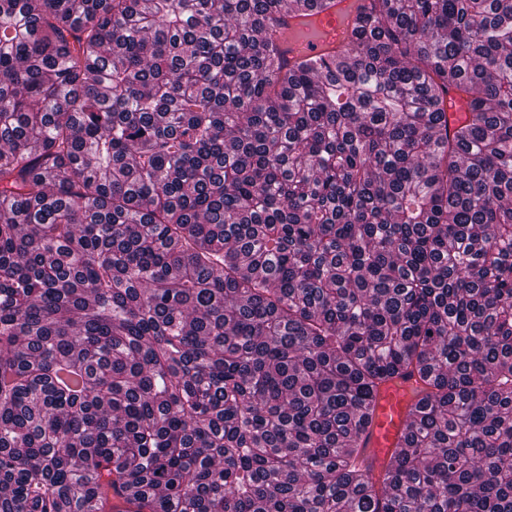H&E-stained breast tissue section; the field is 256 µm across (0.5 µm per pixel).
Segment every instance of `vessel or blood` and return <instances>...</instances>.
Segmentation results:
<instances>
[{
  "instance_id": "b4317fda",
  "label": "vessel or blood",
  "mask_w": 512,
  "mask_h": 512,
  "mask_svg": "<svg viewBox=\"0 0 512 512\" xmlns=\"http://www.w3.org/2000/svg\"><path fill=\"white\" fill-rule=\"evenodd\" d=\"M368 0H327L314 21L322 26L324 36L308 42L303 49H296L291 34L298 27L294 11H281L277 41L287 51L288 61L317 59L337 54L349 47L356 17ZM417 376L399 375L381 385L371 422L362 436L363 457L375 469H382L396 448L402 443V434L414 400L412 388L419 386Z\"/></svg>"
}]
</instances>
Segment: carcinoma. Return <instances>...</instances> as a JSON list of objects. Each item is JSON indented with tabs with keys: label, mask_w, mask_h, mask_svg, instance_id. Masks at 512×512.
Wrapping results in <instances>:
<instances>
[{
	"label": "carcinoma",
	"mask_w": 512,
	"mask_h": 512,
	"mask_svg": "<svg viewBox=\"0 0 512 512\" xmlns=\"http://www.w3.org/2000/svg\"><path fill=\"white\" fill-rule=\"evenodd\" d=\"M282 5L0 0V512H512V0ZM326 1L328 7L319 9L318 15L313 18L324 29V37L308 41L301 51L294 47L291 39L292 31L299 27V19L293 7L290 6L288 11L282 10L278 15L280 27L276 38L283 49H288L286 57L289 63L341 53L350 46L356 17L369 3L368 0ZM405 374L380 386L371 423L362 436L363 457L377 472L401 445L408 416L414 407L410 390L421 386L417 375Z\"/></svg>",
	"instance_id": "obj_1"
}]
</instances>
